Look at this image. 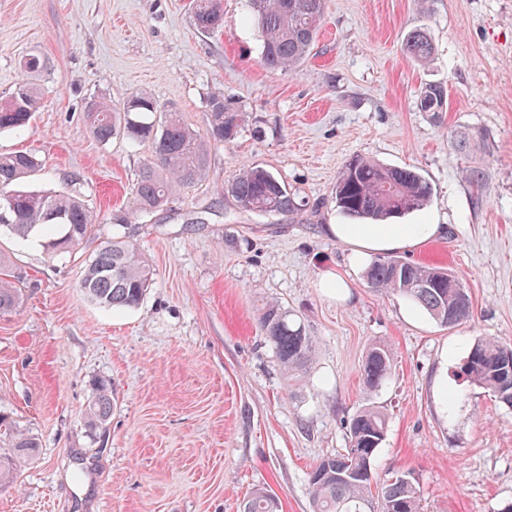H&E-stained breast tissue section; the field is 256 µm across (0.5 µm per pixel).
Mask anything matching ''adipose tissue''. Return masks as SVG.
<instances>
[{"label":"adipose tissue","instance_id":"adipose-tissue-1","mask_svg":"<svg viewBox=\"0 0 512 512\" xmlns=\"http://www.w3.org/2000/svg\"><path fill=\"white\" fill-rule=\"evenodd\" d=\"M338 239L357 244L367 255H383L444 235L442 224H334Z\"/></svg>","mask_w":512,"mask_h":512}]
</instances>
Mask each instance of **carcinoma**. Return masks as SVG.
Here are the masks:
<instances>
[{
  "mask_svg": "<svg viewBox=\"0 0 512 512\" xmlns=\"http://www.w3.org/2000/svg\"><path fill=\"white\" fill-rule=\"evenodd\" d=\"M252 18L263 43L261 65L271 71H290L310 54L325 13V0H249ZM197 29L210 32L224 25L220 0H197ZM406 56L426 64L434 45L423 30L408 35ZM40 106V97L28 79L16 84L11 96L0 102V133L27 127ZM420 112L447 111L448 91L442 83L425 85L416 99ZM209 131L199 136L179 113L162 107L147 93L129 97L120 108L101 102L88 106L90 133L99 142L123 134L136 143L149 140L153 158L139 170L131 188L132 215L145 216L165 207L173 192L195 185L205 174L213 143L234 140L242 128V110L213 94L207 100ZM463 154L487 152V134L473 126L460 127L453 139ZM40 167L35 155L16 152L0 155V223L20 238L33 233L44 237L47 251L67 252L79 246L94 231L96 220L78 198L17 187V181ZM237 205L251 212L288 219L301 211L303 202L271 171L255 165L244 168L227 186ZM432 187L419 169L381 164L356 155L343 165L336 180V208L346 217L368 224L419 211L427 206ZM456 274L447 268L429 267L396 255L374 258L365 269L370 287L401 295L425 312L437 325L454 328L472 314L468 289L452 287ZM152 284L149 264L133 242L128 225H116L112 239L89 261L80 288L92 302L110 309L137 307ZM19 293L0 280V312L14 309ZM259 327L273 346L279 365L291 378L306 373L315 353V339L304 323L277 302L261 309ZM388 347L372 345L363 365L366 393L376 391L392 369ZM471 383L491 391L499 402L512 406V346L494 339H480L469 349L462 365ZM112 412V389L100 382L89 402L88 424L96 429L106 424ZM11 447L27 454L37 447L32 435L0 420ZM347 445L321 458L309 473L313 512H420L414 479L401 476L390 483H377L374 463L385 441L386 415L367 404L349 420ZM242 512H280L279 499L258 490L243 502Z\"/></svg>",
  "mask_w": 512,
  "mask_h": 512,
  "instance_id": "carcinoma-1",
  "label": "carcinoma"
}]
</instances>
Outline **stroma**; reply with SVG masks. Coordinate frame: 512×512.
Returning a JSON list of instances; mask_svg holds the SVG:
<instances>
[{
    "label": "stroma",
    "mask_w": 512,
    "mask_h": 512,
    "mask_svg": "<svg viewBox=\"0 0 512 512\" xmlns=\"http://www.w3.org/2000/svg\"><path fill=\"white\" fill-rule=\"evenodd\" d=\"M192 0H0V100L38 55L30 79L43 105L21 133H0V154L24 151L41 167L24 186L82 199L94 239L50 255L40 237L0 233V271L18 273L21 299L0 313V416L40 446L27 457L0 442L14 478L0 512H240L257 489L281 512H312L308 476L347 444L365 402L386 413L380 479L411 475L420 512H502L512 504V407L471 384L460 367L480 339L512 345V0H326L308 58L293 71L260 64L262 37L248 0H222L224 25L205 33ZM429 33L428 66L402 53L412 30ZM443 83L441 117L416 97ZM145 91L208 130L212 93L241 105L245 126L212 147L204 177L163 210L132 220V241L153 270L134 310H108L80 287L150 143L96 141L87 107H119ZM491 139L478 157L482 189L464 181L451 146L457 126ZM356 155L413 166L428 205L408 224H444L445 236L402 250L452 269L473 316L452 329L367 284L366 260L328 232L344 223L334 186ZM260 165L306 205L293 218L240 209L222 189ZM347 281L340 298L327 275ZM281 302L317 348L301 381L289 379L258 327ZM388 345V379L366 393L369 347ZM112 387V415L88 427L95 381ZM456 402H449V395Z\"/></svg>",
    "instance_id": "obj_1"
}]
</instances>
